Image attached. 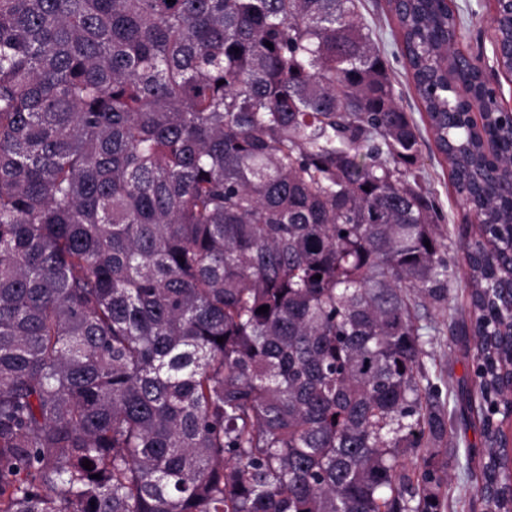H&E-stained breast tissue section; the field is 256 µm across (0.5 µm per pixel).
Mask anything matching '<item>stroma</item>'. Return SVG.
<instances>
[{
    "mask_svg": "<svg viewBox=\"0 0 512 512\" xmlns=\"http://www.w3.org/2000/svg\"><path fill=\"white\" fill-rule=\"evenodd\" d=\"M452 4L456 10L464 12L469 24L465 48L472 55H480L482 48L490 44L488 19L492 0H452ZM359 11L392 66L400 107L411 115L418 126H425V114L403 67L400 47L392 35L394 22L387 11L385 0H361ZM412 173L420 188L435 197L445 216L442 232L449 245L450 266L457 277L454 303L463 306L466 300L463 283L465 263L460 231L467 209L448 180V167L433 140H426L421 158ZM419 326L428 375L432 381H444L452 389L445 401V408L453 418V446L447 456L449 481L444 490L448 498V512H486L484 503L468 491L471 476L478 471L483 450L479 427L464 399L465 391L473 386V340L461 333L451 332L448 320L433 310L420 321Z\"/></svg>",
    "mask_w": 512,
    "mask_h": 512,
    "instance_id": "1",
    "label": "stroma"
}]
</instances>
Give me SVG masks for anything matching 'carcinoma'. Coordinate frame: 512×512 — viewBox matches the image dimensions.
I'll return each instance as SVG.
<instances>
[{"label": "carcinoma", "instance_id": "cac0c4a2", "mask_svg": "<svg viewBox=\"0 0 512 512\" xmlns=\"http://www.w3.org/2000/svg\"><path fill=\"white\" fill-rule=\"evenodd\" d=\"M387 6L477 228L472 492L512 512V130L459 12ZM422 146L358 0H0V512H445Z\"/></svg>", "mask_w": 512, "mask_h": 512}]
</instances>
